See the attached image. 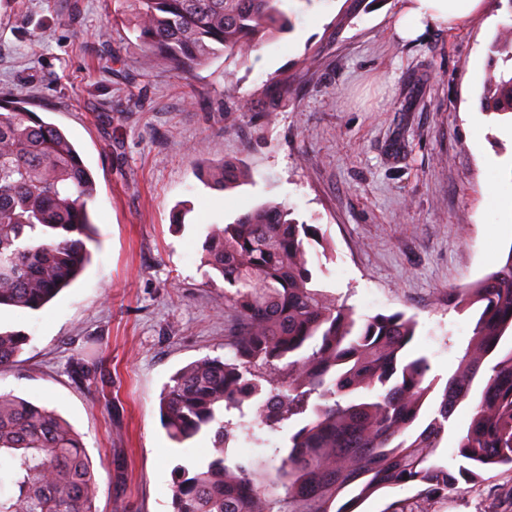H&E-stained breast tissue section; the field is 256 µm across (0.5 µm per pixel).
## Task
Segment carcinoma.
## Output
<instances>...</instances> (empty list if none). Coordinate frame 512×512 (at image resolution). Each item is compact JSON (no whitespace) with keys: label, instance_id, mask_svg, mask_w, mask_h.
Listing matches in <instances>:
<instances>
[{"label":"carcinoma","instance_id":"obj_1","mask_svg":"<svg viewBox=\"0 0 512 512\" xmlns=\"http://www.w3.org/2000/svg\"><path fill=\"white\" fill-rule=\"evenodd\" d=\"M143 65L162 56L188 76L218 51L246 57L265 32L284 28L282 0H129ZM496 48L507 67L484 93L489 114H512V25ZM225 189L242 172L210 168ZM95 182L79 152L25 101L0 99V307L40 310L74 283L90 258L88 203ZM316 228L261 205L209 228L206 265L224 281L234 329L230 356L193 361L160 398L161 420L182 443L214 432V454L175 471L173 512H356L383 488L413 485L419 505L483 469L512 466V247L500 266L448 289V306L472 314L456 370L426 410L429 361L409 358L418 322L395 312L357 317L313 286L308 249ZM28 343L0 331V369ZM472 417L458 435L457 471L435 462L456 409ZM294 426L286 448L239 458L243 434ZM98 483L78 434L55 411L0 392V512H98Z\"/></svg>","mask_w":512,"mask_h":512}]
</instances>
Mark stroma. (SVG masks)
I'll return each instance as SVG.
<instances>
[{
    "label": "stroma",
    "instance_id": "35a3bbf8",
    "mask_svg": "<svg viewBox=\"0 0 512 512\" xmlns=\"http://www.w3.org/2000/svg\"><path fill=\"white\" fill-rule=\"evenodd\" d=\"M282 8L289 29L184 77L162 59L142 67L126 0H0V98H28L96 182L84 272L41 310L0 309L1 330L30 338L0 391L71 424L99 512H172L174 468L213 446L208 432L173 442L159 412L178 370L225 354L224 282L202 259L210 225L274 203L316 227V288L360 316H416L409 351L443 381L472 335L449 288L493 270L488 250L512 248V117L477 109L512 10L485 0L469 25L403 44L398 0ZM224 163L251 179L211 188L204 171ZM83 353L103 382L76 374ZM508 484L499 466L429 508L512 512L498 494Z\"/></svg>",
    "mask_w": 512,
    "mask_h": 512
}]
</instances>
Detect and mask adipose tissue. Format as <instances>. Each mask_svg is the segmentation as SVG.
Returning a JSON list of instances; mask_svg holds the SVG:
<instances>
[{
    "label": "adipose tissue",
    "instance_id": "adipose-tissue-1",
    "mask_svg": "<svg viewBox=\"0 0 512 512\" xmlns=\"http://www.w3.org/2000/svg\"><path fill=\"white\" fill-rule=\"evenodd\" d=\"M482 4L483 0H400L394 34L409 42L434 28L463 26L480 12Z\"/></svg>",
    "mask_w": 512,
    "mask_h": 512
}]
</instances>
